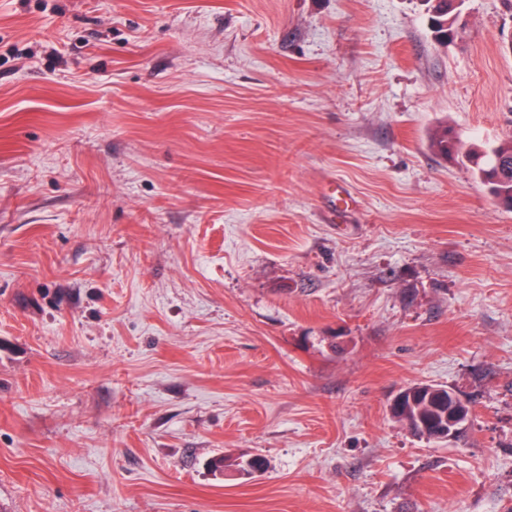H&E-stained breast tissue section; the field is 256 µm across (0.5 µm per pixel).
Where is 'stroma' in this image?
<instances>
[{
    "mask_svg": "<svg viewBox=\"0 0 512 512\" xmlns=\"http://www.w3.org/2000/svg\"><path fill=\"white\" fill-rule=\"evenodd\" d=\"M459 25L0 0V512H512V212L464 156L512 136V0ZM420 382L456 439L391 417ZM431 388H441L442 394L428 393L416 394L410 403L407 399V410L405 416L398 421L404 425L415 422L417 420H441L448 417L441 423L434 422L433 427L434 438L439 440H451L462 428L467 421L466 412L470 408L469 403L460 397L458 393L451 391V406L448 409V389L429 384Z\"/></svg>",
    "mask_w": 512,
    "mask_h": 512,
    "instance_id": "35a3bbf8",
    "label": "stroma"
}]
</instances>
